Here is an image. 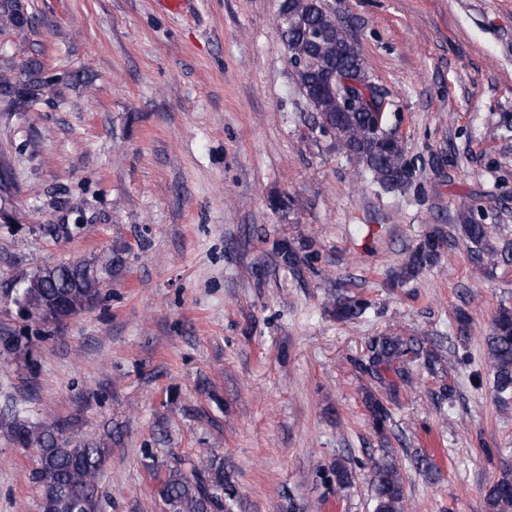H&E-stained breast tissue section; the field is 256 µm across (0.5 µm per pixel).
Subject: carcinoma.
I'll return each mask as SVG.
<instances>
[{"mask_svg":"<svg viewBox=\"0 0 512 512\" xmlns=\"http://www.w3.org/2000/svg\"><path fill=\"white\" fill-rule=\"evenodd\" d=\"M282 4L293 15L281 37L291 53L289 63L297 85L306 99L321 98L314 123L334 127L336 146L381 188L391 191L407 187L413 171L405 160L403 142L385 128L383 95L371 83L362 56L346 30L336 18L309 0H282ZM29 24L30 18L21 11L17 0H0V26L21 29ZM338 76L352 92L355 106L328 93L330 80ZM62 82V77L49 76L32 64L22 83L14 84L7 77H0V99L18 109L37 101L47 85ZM461 210L459 228L472 244L475 267L511 264L512 242L504 239L502 245H492V225L476 221L466 202L461 203ZM451 238L442 227H432L409 252L399 278L410 279L432 266ZM125 252L124 246L113 249L112 260L101 266L76 261L24 274L20 277L24 287L16 290V296L39 309L40 314L30 318L43 324L54 315L53 304L60 300L78 315L98 302L104 275L122 267ZM280 254L291 268L310 265L318 258L309 239L302 240L297 247L283 241ZM333 308L336 319L347 323L363 318L369 302L338 293ZM485 342L494 392L500 400L512 399V309L503 307L495 313ZM420 360L428 365L436 362L420 340L412 336H376L368 342L362 369L392 398L400 386L412 383L408 366ZM366 404L373 427L384 432L391 419L389 409L372 394ZM66 429L64 423L34 422L13 410L0 415V432L9 441L24 448L37 445V464L31 478L43 489L41 512H100L99 474L105 444L89 435L73 437ZM330 474L331 481L341 489L355 482V472L341 458L331 466ZM370 483L373 512H403L404 483L393 461H374ZM157 495L166 512H231L236 490L224 472V462L208 458L188 472L179 462L170 465L159 479ZM485 500L488 512H512L511 465H504L500 477L487 489Z\"/></svg>","mask_w":512,"mask_h":512,"instance_id":"1","label":"carcinoma"}]
</instances>
